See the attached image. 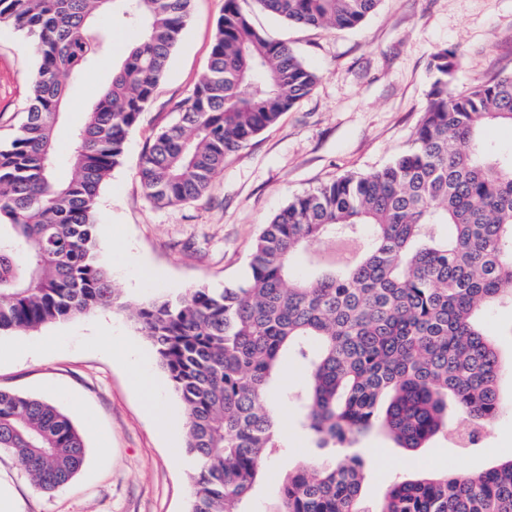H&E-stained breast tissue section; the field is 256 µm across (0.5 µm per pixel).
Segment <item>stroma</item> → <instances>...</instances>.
Listing matches in <instances>:
<instances>
[{
  "mask_svg": "<svg viewBox=\"0 0 512 512\" xmlns=\"http://www.w3.org/2000/svg\"><path fill=\"white\" fill-rule=\"evenodd\" d=\"M224 0H194L183 37L172 52L152 102L127 137L123 160L98 197L100 257L123 300L142 302L199 284L221 288L243 279L250 246L264 224L295 195L347 173L379 168L403 151L417 126L440 48L456 50L451 88L512 72V0H380L360 25L345 30L301 27L253 7L244 10L269 39L282 41L318 75L305 98L247 146L224 160L209 194L186 204L158 206L136 176L146 144L175 122L178 107L206 73ZM130 39L112 23V47L80 77L70 78L72 105L59 126V145L112 79ZM36 60L28 38L0 27V145L24 118ZM484 326L496 341L505 371L502 409L486 444L460 448L444 438L416 455L384 434L361 438L366 460L364 496L379 498L412 465L478 472L512 456V306L491 308ZM147 346L128 312L105 309L38 329L0 335V388L47 399L86 435L84 465L67 487L37 490L11 454L0 452V486L14 512H190L196 468L184 439L163 430L135 391L121 346ZM40 358H33L32 348ZM302 365L289 360L288 378L270 394L288 418V441L267 465L250 512H273L288 472L326 457L299 423L295 403Z\"/></svg>",
  "mask_w": 512,
  "mask_h": 512,
  "instance_id": "stroma-1",
  "label": "stroma"
}]
</instances>
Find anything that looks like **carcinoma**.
Here are the masks:
<instances>
[{"mask_svg": "<svg viewBox=\"0 0 512 512\" xmlns=\"http://www.w3.org/2000/svg\"><path fill=\"white\" fill-rule=\"evenodd\" d=\"M192 0H0V26L32 38L33 98L0 148V334L98 310L131 312L186 413L197 464L191 512H247L285 447L269 395L284 357L305 364L294 396L304 426L337 457L288 473L274 512H512V457L479 473L420 468L365 498V459L345 448L379 428L399 447L449 439L448 400L481 429L500 413L502 365L479 317L512 305V153L487 141L512 127V73L454 93L456 51L431 55L408 149L367 174L292 198L254 241L248 277L139 304L121 301L97 251V199L154 97ZM224 0L202 82L143 152L156 205L210 192L224 159L275 125L317 75ZM297 26L354 28L380 0H251ZM117 15L133 43L61 152L65 78L110 45ZM72 167L69 179L59 177ZM324 242L331 243L327 249ZM41 490L68 485L83 434L48 400L0 389V452Z\"/></svg>", "mask_w": 512, "mask_h": 512, "instance_id": "carcinoma-1", "label": "carcinoma"}]
</instances>
